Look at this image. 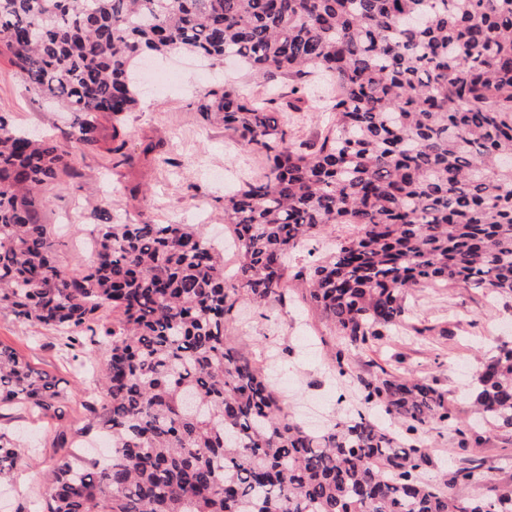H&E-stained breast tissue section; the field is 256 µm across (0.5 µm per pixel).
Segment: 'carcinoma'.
<instances>
[{"instance_id": "1", "label": "carcinoma", "mask_w": 512, "mask_h": 512, "mask_svg": "<svg viewBox=\"0 0 512 512\" xmlns=\"http://www.w3.org/2000/svg\"><path fill=\"white\" fill-rule=\"evenodd\" d=\"M172 50L237 60L267 82L322 77L334 116L297 142L271 100L210 90L203 121L265 160L224 193L240 237L233 274L202 224L105 212L89 266L70 273L41 192L71 176L75 155L123 148L102 149L100 119L136 106L140 58ZM1 56L75 123L35 140L0 115V311L99 372L103 397L83 404L80 432L108 442L104 463L60 457L39 512H512V488L453 498L452 483L484 486L478 464L427 474L428 430L481 443L434 384L382 368L357 378L364 408L310 429L231 336L242 305L280 304L297 281L349 378L350 351L393 335L411 290L512 295V0H0ZM334 224L354 233L289 272ZM472 397L483 422L512 427L511 344L480 365ZM67 399L0 342V417L60 420ZM19 448L0 430V477Z\"/></svg>"}]
</instances>
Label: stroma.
Instances as JSON below:
<instances>
[{"label": "stroma", "instance_id": "obj_1", "mask_svg": "<svg viewBox=\"0 0 512 512\" xmlns=\"http://www.w3.org/2000/svg\"><path fill=\"white\" fill-rule=\"evenodd\" d=\"M160 68L176 72L175 83L165 89L144 87L137 108L122 119L123 153L103 162L93 152L77 155L74 177L45 192L46 223L56 225L61 238L59 253L74 272L85 270L90 259L88 243L94 236V211L106 210L132 224H204L213 238L224 235V191L237 186L234 171L261 172L263 162L252 154L232 148L224 129L204 124L197 111L204 94L224 80H231L246 96L275 91L288 94L292 82L281 77L265 83L247 67L221 64L201 68L175 53L160 61ZM322 86L304 90L306 102L295 113L297 139L314 138L329 120L323 110ZM0 113L10 114L15 125L42 135L68 132L74 116L51 106L28 90L6 59L0 58ZM153 143L162 162L141 164V151ZM224 171L223 182L211 174ZM138 195H131V188ZM409 301L412 326L420 335L390 336L374 350L351 352L355 372L369 376L378 368H402L411 375L435 382L448 394V407L461 418L473 415L471 385L479 361L490 356L504 341L512 342V296L485 297L456 286L418 288ZM241 321L233 333L246 353L265 360L277 351L281 360L271 369L275 388L287 401L295 419L302 406L318 401L327 420L342 417L348 407L331 372L335 338L315 310L302 302L288 303L267 313L241 308ZM0 342L20 350L35 367L59 379L70 394L68 422L84 399L90 382L83 370L65 365L51 332L40 326L21 325L7 312L0 313ZM0 427L21 432V460L8 481L0 484V512H16L43 491L49 472L60 456L53 448L51 425L32 420L21 411L0 418ZM483 442L463 448L453 429H437L425 439L434 465L432 474L454 471L466 458L478 460L490 484L512 488V428L482 424Z\"/></svg>", "mask_w": 512, "mask_h": 512}]
</instances>
